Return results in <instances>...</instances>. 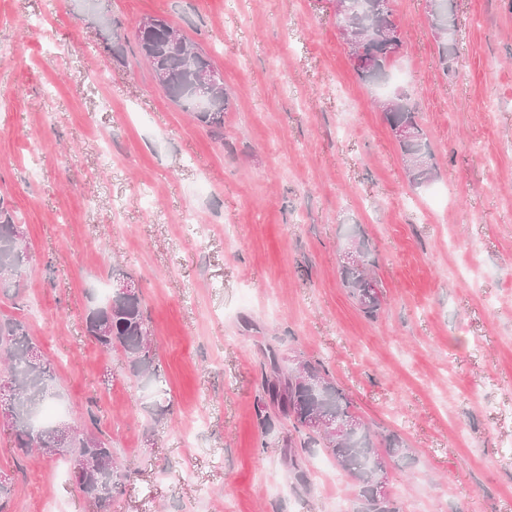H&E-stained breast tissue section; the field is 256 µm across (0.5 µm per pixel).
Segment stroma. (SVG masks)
<instances>
[{"mask_svg":"<svg viewBox=\"0 0 512 512\" xmlns=\"http://www.w3.org/2000/svg\"><path fill=\"white\" fill-rule=\"evenodd\" d=\"M438 61L427 0H392L436 174L411 182L352 68L333 0H0V200L31 254L0 315L24 321L59 420L130 472L108 512H357L355 480L263 389L321 364L362 423L397 437L398 512H512V0H449ZM177 26L224 80L215 134L157 84L143 18ZM364 240L380 307L343 283ZM139 288L162 392L131 380L85 317ZM10 512H97L59 456L0 426ZM431 2V16L436 28L445 30L444 38H438V56L442 66H448L449 60L455 54L454 32L455 18L448 10L447 0H429Z\"/></svg>","mask_w":512,"mask_h":512,"instance_id":"35a3bbf8","label":"stroma"}]
</instances>
